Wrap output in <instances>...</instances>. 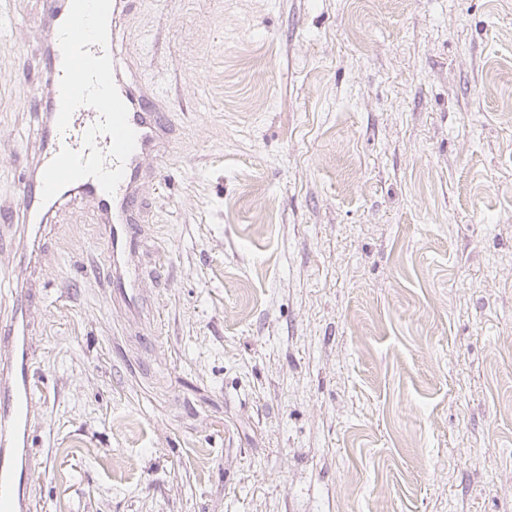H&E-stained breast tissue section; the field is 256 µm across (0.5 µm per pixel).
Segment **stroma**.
<instances>
[{
	"instance_id": "1",
	"label": "stroma",
	"mask_w": 512,
	"mask_h": 512,
	"mask_svg": "<svg viewBox=\"0 0 512 512\" xmlns=\"http://www.w3.org/2000/svg\"><path fill=\"white\" fill-rule=\"evenodd\" d=\"M38 0H0V202L38 138ZM174 129L143 308L65 207L36 281L33 512H512V0H136Z\"/></svg>"
}]
</instances>
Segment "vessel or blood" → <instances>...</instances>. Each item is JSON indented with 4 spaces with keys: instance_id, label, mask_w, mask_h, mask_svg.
Segmentation results:
<instances>
[{
    "instance_id": "b4317fda",
    "label": "vessel or blood",
    "mask_w": 512,
    "mask_h": 512,
    "mask_svg": "<svg viewBox=\"0 0 512 512\" xmlns=\"http://www.w3.org/2000/svg\"><path fill=\"white\" fill-rule=\"evenodd\" d=\"M41 18L47 30L39 57L45 75L37 109L42 112V135L34 153L31 171L17 196L18 211L31 236L57 209L61 199L75 196L90 204L105 224L109 243L111 273L106 286L114 303L130 314H140L142 298L136 282L140 269L135 253L140 241L138 183L147 159L162 156L169 131L167 113L161 112L154 95L132 83L118 84L119 94L128 108V121L136 133V148L124 164V176L114 194H107L92 178H84L62 189L58 197L42 201L43 172L61 147L81 148L85 131L98 119L89 107L77 109L66 131H59V82L62 53L58 29L68 15L70 0H41ZM34 285L19 289L12 314L0 324V512H31L29 494L36 469L34 451V375L36 346L27 320L34 303Z\"/></svg>"
}]
</instances>
